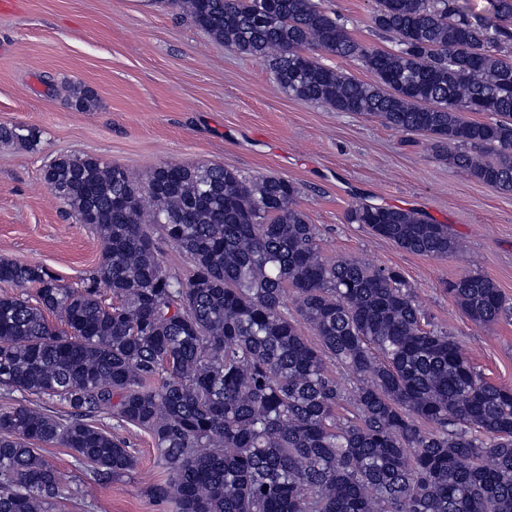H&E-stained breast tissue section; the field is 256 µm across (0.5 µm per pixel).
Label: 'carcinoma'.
<instances>
[{
    "mask_svg": "<svg viewBox=\"0 0 512 512\" xmlns=\"http://www.w3.org/2000/svg\"><path fill=\"white\" fill-rule=\"evenodd\" d=\"M167 3L268 64L288 95L423 132L439 160L512 192V0L484 13L377 0L372 28L396 37L390 49L355 39L321 0ZM94 100L84 85L68 90L78 112ZM37 139L0 126L1 142ZM43 180L102 252L80 288L0 259V283L17 288L0 294V387L36 396L0 409V512H51L64 499L44 446L71 450L89 480L135 473L127 443L92 423L105 411L152 437L167 477L147 490L169 512H512V389L486 380L447 332L422 328L398 272L323 259L294 183L176 163L136 180L89 154L56 157ZM350 219L410 253L460 251L448 225L411 210L360 204ZM161 240L189 276L165 267ZM448 291L476 325L507 312L485 276ZM333 363L359 381L353 394ZM346 403L350 418L338 415Z\"/></svg>",
    "mask_w": 512,
    "mask_h": 512,
    "instance_id": "cac0c4a2",
    "label": "carcinoma"
}]
</instances>
